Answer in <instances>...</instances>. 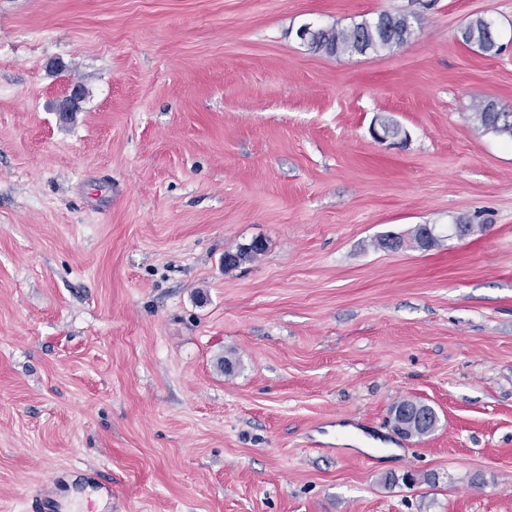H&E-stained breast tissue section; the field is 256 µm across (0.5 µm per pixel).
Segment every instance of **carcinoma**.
Segmentation results:
<instances>
[{
	"mask_svg": "<svg viewBox=\"0 0 512 512\" xmlns=\"http://www.w3.org/2000/svg\"><path fill=\"white\" fill-rule=\"evenodd\" d=\"M412 23L409 16L381 13L370 21L357 23L348 29L336 27L322 28L319 39L311 45V49L322 51L329 55H340L350 52V49L362 43L368 51L391 49L400 46L412 35ZM462 41L467 45H475L485 53L497 52L499 46L497 35L491 27V22L482 17L471 21L461 30ZM472 119L482 128L501 136L512 139V111L498 106L494 101H479L473 105ZM265 251V246L254 244L239 247L236 252L224 254V264L238 266L255 260ZM417 401L402 399L393 409L407 412L400 424L406 437H422L431 430L416 424L408 415Z\"/></svg>",
	"mask_w": 512,
	"mask_h": 512,
	"instance_id": "obj_1",
	"label": "carcinoma"
}]
</instances>
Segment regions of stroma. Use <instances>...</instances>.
Masks as SVG:
<instances>
[{
	"label": "stroma",
	"instance_id": "obj_1",
	"mask_svg": "<svg viewBox=\"0 0 512 512\" xmlns=\"http://www.w3.org/2000/svg\"><path fill=\"white\" fill-rule=\"evenodd\" d=\"M382 12L407 42L296 36ZM479 100L512 110V0H0V512L56 472L58 512H512V141ZM462 41L467 45H475L486 53H496L499 50L497 35L491 27V22L482 17L472 20L461 30ZM472 119L482 128L512 140V111L494 101H479L473 105Z\"/></svg>",
	"mask_w": 512,
	"mask_h": 512
}]
</instances>
